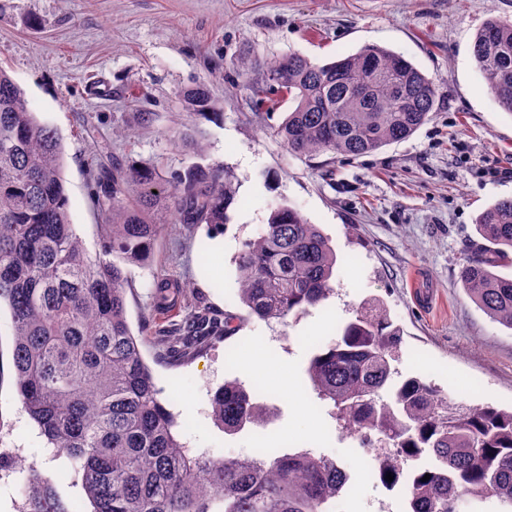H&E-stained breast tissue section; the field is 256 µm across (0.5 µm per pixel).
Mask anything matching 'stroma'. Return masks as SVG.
<instances>
[{
    "label": "stroma",
    "instance_id": "1",
    "mask_svg": "<svg viewBox=\"0 0 512 512\" xmlns=\"http://www.w3.org/2000/svg\"><path fill=\"white\" fill-rule=\"evenodd\" d=\"M490 19L512 21V0H0V68L62 138L70 217L86 242L99 221L87 127L129 162L155 163L169 174L196 163L234 173L237 201L228 224L173 228L149 265L129 269L131 328L153 317L150 285L160 273L187 285L197 306L242 318L234 336L184 364L165 358L166 318L155 317L140 337L191 453L310 449L336 458L349 475L336 512H405L400 490L382 485L306 373L316 348L336 340L338 327L371 297L403 331L395 361L402 376L424 378L456 402L512 406V329L493 321L458 279L480 240L478 215L512 197V114L494 101L472 53ZM367 45L402 53L434 79L438 99L429 121L359 157L308 160L289 152L277 129L293 102L279 97L255 106L242 87V62L297 53L324 64ZM200 83L221 114L192 124L178 93ZM145 114L150 123L142 122ZM192 125L203 135L204 154L173 142ZM282 204L317 225L337 256L334 294L286 324L248 316L235 263L243 242ZM416 272L432 308L410 294ZM11 351L4 311L0 448L23 450L63 499L77 500L80 488L47 460L16 400ZM234 378L270 415L228 434L214 421L212 396ZM287 383L305 408L283 398Z\"/></svg>",
    "mask_w": 512,
    "mask_h": 512
}]
</instances>
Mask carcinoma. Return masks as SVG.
Returning a JSON list of instances; mask_svg holds the SVG:
<instances>
[{"instance_id":"1","label":"carcinoma","mask_w":512,"mask_h":512,"mask_svg":"<svg viewBox=\"0 0 512 512\" xmlns=\"http://www.w3.org/2000/svg\"><path fill=\"white\" fill-rule=\"evenodd\" d=\"M473 57L498 105L512 115V23L491 19ZM258 95L288 94L295 108L277 134L296 155L356 157L409 138L435 111V82L402 54L366 46L318 64L299 54L243 65ZM194 121L219 112L204 84L182 93ZM100 223L88 247L72 224L59 133L28 108L0 70V303L11 318L16 396L53 460L67 462L90 512H336L349 479L336 459L312 450L262 448L220 459L190 454L127 318L131 266L150 264L158 239L229 220L237 197L227 167L192 165L168 178L155 165L115 157L96 165ZM476 226L489 242L467 256L459 277L492 320L512 329V198L487 207ZM239 299L248 315L282 322L333 292L336 254L295 207L275 208L236 257ZM155 311H178L187 288L171 275L151 284ZM240 317L190 309L164 334L169 358L184 362L230 338ZM400 330L365 300L340 338L310 359L307 375L322 400L377 458L387 487L404 481L407 512H453L487 497L512 507V409H465L418 376L400 382L392 366ZM215 421L229 434L259 422L264 408L236 379L214 395ZM0 472L23 475L22 512H84L62 499L34 467L0 453ZM392 473L394 480L385 479ZM430 475L426 482L425 475Z\"/></svg>"}]
</instances>
